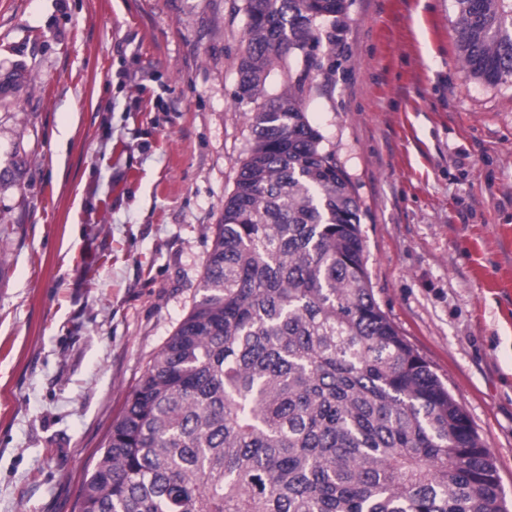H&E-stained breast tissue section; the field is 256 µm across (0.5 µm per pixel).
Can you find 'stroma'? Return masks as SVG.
Listing matches in <instances>:
<instances>
[{"label":"stroma","mask_w":512,"mask_h":512,"mask_svg":"<svg viewBox=\"0 0 512 512\" xmlns=\"http://www.w3.org/2000/svg\"><path fill=\"white\" fill-rule=\"evenodd\" d=\"M305 100L361 203L374 298L512 500V82L453 0H347ZM243 0H0V512H79L112 424L201 285L252 144Z\"/></svg>","instance_id":"stroma-1"}]
</instances>
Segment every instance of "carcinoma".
<instances>
[{
    "label": "carcinoma",
    "instance_id": "cac0c4a2",
    "mask_svg": "<svg viewBox=\"0 0 512 512\" xmlns=\"http://www.w3.org/2000/svg\"><path fill=\"white\" fill-rule=\"evenodd\" d=\"M469 71L512 77V0H454ZM239 99L265 101L200 296L147 363L79 512H507L467 415L378 306L361 205L308 120L347 0H244ZM302 64L293 69L292 63ZM288 89L266 94L275 64ZM28 77L11 71L0 92ZM25 161L0 181L16 183Z\"/></svg>",
    "mask_w": 512,
    "mask_h": 512
}]
</instances>
